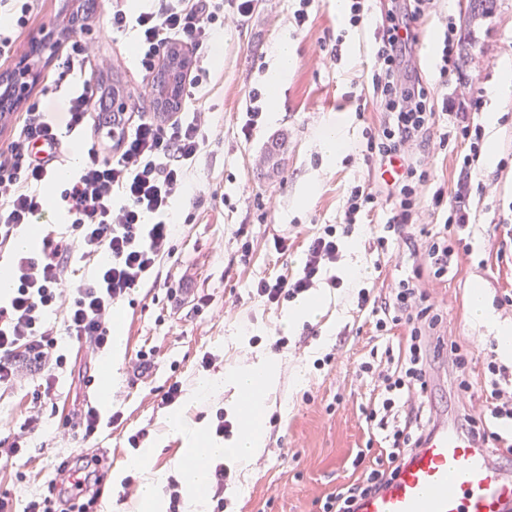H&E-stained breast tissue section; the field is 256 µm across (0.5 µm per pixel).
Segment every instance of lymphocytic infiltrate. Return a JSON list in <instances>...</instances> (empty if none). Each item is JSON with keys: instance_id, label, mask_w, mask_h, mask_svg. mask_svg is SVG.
I'll return each instance as SVG.
<instances>
[{"instance_id": "obj_1", "label": "lymphocytic infiltrate", "mask_w": 512, "mask_h": 512, "mask_svg": "<svg viewBox=\"0 0 512 512\" xmlns=\"http://www.w3.org/2000/svg\"><path fill=\"white\" fill-rule=\"evenodd\" d=\"M432 0H387L375 28V63L372 72L373 100L382 118L376 133L367 141L364 160L384 175L383 187L355 186L346 202L345 221L371 213L380 198L392 203L386 235L376 237L377 249H385L389 236H396L409 254H423L424 267L400 280L385 302L375 329L390 335L404 328L395 353L388 361L379 396L364 409L365 420L378 430L381 450L375 466L358 482L327 495L323 512H356L359 499L378 490L398 469L433 428L428 409L427 374L432 364L451 355L458 373V390L469 391L464 368L469 353L458 343H447L436 329L442 317L428 304L419 288L423 273L434 279L457 269L461 255L470 247L463 234L469 226L467 178L479 162L483 133L470 119L479 110L481 91L453 96L435 103L416 65L419 23L428 16ZM254 0H156L150 9L132 10L129 0H110L109 29L137 32L135 52L143 75L152 74L164 52L173 45L192 54L187 71L188 89H196L206 74L203 59L215 26L226 15L242 18L252 13ZM92 45L78 37L68 38L58 59L61 75L81 72L82 81L68 100L67 131L87 129L99 112L113 114V125L105 139L84 142L87 161L63 188L59 203L68 215L70 237L57 241L44 237L37 253H14L9 275L12 295L0 306V386L16 381L22 370L44 374L45 389H52L54 371L63 363L56 355L45 315L64 308L68 335L89 343L93 351L104 350L112 336L115 303L144 284L171 252L175 200L186 188L187 170L200 153L204 136L203 112L177 110L159 118L157 113L114 110L112 99L101 90ZM448 116L442 142H467L460 171L463 175L453 192L437 188L432 207H446L447 222L442 232L418 246L408 226L429 180L424 160L413 158L414 146L430 140L441 116ZM59 133L39 103L22 112L15 138L0 149V250L10 248L13 232L33 224L45 214L50 202L37 187L48 181L62 164L69 142ZM342 242L335 226L308 237L298 272L291 277L263 278L251 292L269 303L309 292L324 271L335 266ZM107 253V263L89 278L70 282L74 259H94ZM494 360H486L483 377L487 407L482 415H463L462 432L477 438L484 447L502 457L512 456V399H506L503 381L511 376ZM417 393L418 402L408 411L400 406L406 395ZM402 413V421L389 425L388 418ZM60 485L50 486L48 495L30 501L26 512H90L103 476L96 462L62 461L57 468Z\"/></svg>"}]
</instances>
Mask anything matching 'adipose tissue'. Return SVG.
Returning <instances> with one entry per match:
<instances>
[{
	"instance_id": "1",
	"label": "adipose tissue",
	"mask_w": 512,
	"mask_h": 512,
	"mask_svg": "<svg viewBox=\"0 0 512 512\" xmlns=\"http://www.w3.org/2000/svg\"><path fill=\"white\" fill-rule=\"evenodd\" d=\"M279 380V366L275 358L225 370L223 375L205 380L196 389V397L217 393L232 387L236 398L231 410L248 425L247 433L221 442L210 438L197 426L187 423L180 412L171 415V428L184 441L183 463L180 467L181 483L185 491V512H207L209 493V464L222 460L239 467H248L263 451L266 441L259 421L265 413V395ZM131 467L145 472L140 487L136 512H166L162 495L163 478L150 467L149 451L132 459Z\"/></svg>"
}]
</instances>
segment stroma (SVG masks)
Returning <instances> with one entry per match:
<instances>
[{"mask_svg": "<svg viewBox=\"0 0 512 512\" xmlns=\"http://www.w3.org/2000/svg\"><path fill=\"white\" fill-rule=\"evenodd\" d=\"M332 3L314 0L308 20L299 26L294 19L299 0H256L249 17L217 30L223 62L210 66V78L200 90L207 139L188 173L186 193L174 204L172 253L162 260L155 287L137 289L114 308L124 336L123 359L104 370L106 354H94L86 343L66 335L59 310L47 321L67 363L57 370L51 393L38 397L40 379L29 373L0 387L1 447H10L29 417L39 416L42 425L29 437L21 460L0 461V493H10L16 512L46 494L64 458L78 456L101 462L98 512H130L143 474L128 465L136 450L129 447L128 437L145 430L138 448L153 449L152 470L177 478L183 442L169 428L173 409L213 434L216 413L227 410L229 393L195 402L190 392L204 378L267 356L278 360L280 377L276 393L265 399L266 446L248 468H233L224 489V512H322L326 495L363 477L378 455L380 446L372 442L362 410L383 385L360 365L383 361L389 341L377 336L370 311L358 310L357 294L365 288L373 297H388L398 280L412 273V261L398 241L389 240L382 251L371 246L390 214V203L381 202L370 221L350 226L329 278L315 286L324 301L314 316L287 326L284 315L291 301L270 304L249 292L260 278L294 274L305 239L324 225L341 224L352 187L375 180L363 154L380 115L357 113L372 95L374 27H348ZM467 7L468 0H434L418 52L421 74L435 99L466 85L478 86L485 95L473 120L485 111L498 115L496 160L490 166L479 164L472 174L473 251L447 280L427 277L422 283L428 303L442 315L441 334L472 356L466 367L469 392L457 390L447 360L436 362L427 376L434 421L453 425L463 412L477 416L485 408V350L497 340V325H512V91L489 93L501 62L512 60V0H497L493 13L477 27L466 25ZM107 11L108 0H97L79 36L95 46L107 73L132 90L128 111H148L132 52L135 36L128 32L104 38ZM56 13L57 0H43L40 12L15 33L13 54L0 57V73L15 68L32 39L56 31ZM450 23L458 29L467 58L444 78L437 51ZM339 36L344 39L341 59L333 63L329 53ZM283 40L293 47L295 65L287 81L270 92L265 123L243 137L248 93L266 86L274 49ZM61 52L54 46L43 53L36 64L38 80L22 102H40L62 126L68 89L77 78L59 76L55 62ZM336 124L345 126L349 145L340 156L330 157L322 152L318 134ZM466 150L460 141L431 146L427 161L432 180L454 188ZM280 236L288 237V250H276L274 240ZM350 267L357 268L358 281L344 279ZM333 276L342 277L340 287L330 284ZM477 286L493 322L473 315ZM281 336L288 342L275 348ZM149 349L154 352L149 365L138 367L137 352ZM206 355L212 358L207 366L202 363ZM90 373L97 383L107 384L109 399L93 395L84 381ZM176 381L182 397L175 407L162 405L163 391ZM85 402L93 403L102 419L97 434L87 440L62 425ZM118 471L132 478L133 488L114 483Z\"/></svg>", "mask_w": 512, "mask_h": 512, "instance_id": "35a3bbf8", "label": "stroma"}]
</instances>
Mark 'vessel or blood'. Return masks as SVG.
Here are the masks:
<instances>
[{
  "instance_id": "1",
  "label": "vessel or blood",
  "mask_w": 512,
  "mask_h": 512,
  "mask_svg": "<svg viewBox=\"0 0 512 512\" xmlns=\"http://www.w3.org/2000/svg\"><path fill=\"white\" fill-rule=\"evenodd\" d=\"M357 512H512V475L477 439L442 423Z\"/></svg>"
}]
</instances>
